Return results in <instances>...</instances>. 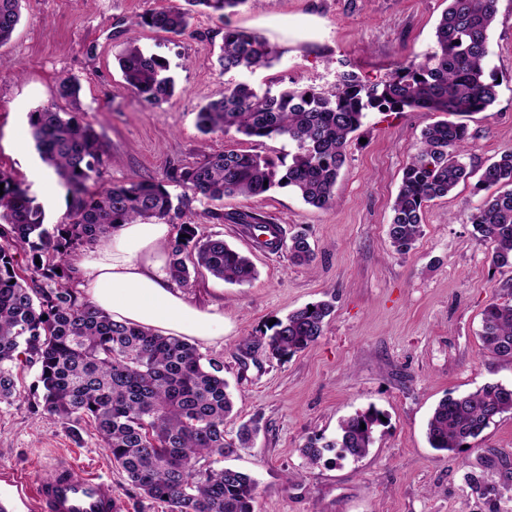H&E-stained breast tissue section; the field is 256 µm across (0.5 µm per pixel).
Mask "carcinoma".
Instances as JSON below:
<instances>
[{"label": "carcinoma", "instance_id": "carcinoma-1", "mask_svg": "<svg viewBox=\"0 0 512 512\" xmlns=\"http://www.w3.org/2000/svg\"><path fill=\"white\" fill-rule=\"evenodd\" d=\"M21 2L0 0V46L11 40L20 23ZM184 2L150 10L132 26L180 37L194 8L202 7L224 22L218 57L222 72L269 67L277 58L263 37L227 22L246 0ZM495 19L496 0H448L424 61L401 66L378 82L342 70L334 89L323 92L258 93L242 83L225 86L197 112L202 133L285 138L296 151L283 172L269 157L235 150L170 168L167 180L191 191L190 196L174 197L155 180L89 191V182L104 164L100 135L82 116L79 83L61 80L57 94L70 109L44 106L28 113L42 163L72 197V206L53 231L45 228L44 206L22 182L0 170V400L16 394V370L37 365L43 408L73 431L83 423L92 425L126 480L145 497L165 504L167 512H255L256 480L219 466L236 447H249L261 430L260 420L253 419L239 428L238 443L224 439V420L233 408L224 361L204 358L183 338L113 321L72 287L69 259L109 237L119 224L174 222L194 196L222 201L288 187L304 202L328 209L335 201L349 136L361 127L365 112L425 109L447 118L423 129L392 207L391 244L397 253H408L422 234L428 204L448 196L474 174L461 161L469 128L455 117L484 112L497 99V83L485 74ZM118 62L125 84L141 100L157 105L173 95L167 63L145 52L137 39L126 40ZM491 188L494 192L476 207L470 221L482 239L494 244L492 265L512 266L511 149L481 168L476 189ZM212 218L243 225L267 248L287 249L296 265L315 259L306 235L298 233L286 241L279 226L260 213H214ZM26 248L40 264L25 276L17 254ZM167 255L169 276L183 288L190 284L192 268L230 283L255 276L248 256L217 236L196 238L190 224L180 225ZM312 307V312L306 305L275 324L267 341L272 354L303 351L323 335L333 304L319 301ZM480 340L491 354L512 361V303L493 300L485 307ZM508 412L512 385L489 383L464 396L445 398L429 420L428 440L437 450L454 452ZM381 424L380 412H357L341 422L336 440L321 446L310 441L302 452L310 464L333 449L339 460L362 458Z\"/></svg>", "mask_w": 512, "mask_h": 512}]
</instances>
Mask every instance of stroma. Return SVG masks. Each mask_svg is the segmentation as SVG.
Returning <instances> with one entry per match:
<instances>
[{"label": "stroma", "instance_id": "1", "mask_svg": "<svg viewBox=\"0 0 512 512\" xmlns=\"http://www.w3.org/2000/svg\"><path fill=\"white\" fill-rule=\"evenodd\" d=\"M182 2L22 0L21 22L0 47V169L24 182L44 205L48 224L66 214L69 196L42 177L28 114L41 105L65 108L57 95L62 78L79 82L84 118L105 151L90 190L153 179L180 195L183 187L166 180L173 165L224 150L282 159L294 150L285 139L200 133L196 114L224 85L328 89L347 66L365 80L386 79L396 65L424 59L448 6V0H247L232 25L265 38L280 58L268 68L225 74L217 62V18L195 15L187 34L175 38L137 30L141 48L162 56L175 80L173 97L152 107L126 87L117 56L134 17ZM486 72L499 85L490 110L466 119L471 138L464 160L474 168L512 148V0H497ZM439 118L422 109L366 112L347 145L331 208L274 188L221 202L198 198L184 217L198 236H220L249 256L257 271L242 285L203 271L184 289L191 303L217 305L224 317L223 339L198 348L224 361L233 393L226 439L242 423L261 421L253 446L223 461L256 480V512H490L494 505L512 512V413L453 453L427 440L428 420L442 399L488 383L512 384V363L480 341L486 305L512 302V267L492 266L493 244L470 223L482 195L469 181L431 202L422 235L406 254L388 236L403 169L422 129ZM237 211L262 213L287 238L305 233L315 261L292 264L287 251L261 248L245 227L218 219ZM320 300L335 306L323 335L304 351L272 356L265 343L274 332L270 319ZM37 375L34 368L20 372L16 395L0 402V503L9 512H40L33 494L38 469L74 459L102 466L123 512H165L126 481L93 428L71 433L39 406ZM369 408L384 413L386 423L365 457L340 460L330 451L316 465L307 463L304 444L334 439L343 419ZM487 486L496 488V502L484 495Z\"/></svg>", "mask_w": 512, "mask_h": 512}]
</instances>
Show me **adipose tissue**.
Masks as SVG:
<instances>
[{
	"mask_svg": "<svg viewBox=\"0 0 512 512\" xmlns=\"http://www.w3.org/2000/svg\"><path fill=\"white\" fill-rule=\"evenodd\" d=\"M170 232L155 220L117 226L75 262L79 289L114 321L200 341L223 337V315L192 305L171 281L165 263Z\"/></svg>",
	"mask_w": 512,
	"mask_h": 512,
	"instance_id": "adipose-tissue-1",
	"label": "adipose tissue"
}]
</instances>
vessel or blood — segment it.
Listing matches in <instances>:
<instances>
[{"label":"vessel or blood","instance_id":"obj_1","mask_svg":"<svg viewBox=\"0 0 512 512\" xmlns=\"http://www.w3.org/2000/svg\"><path fill=\"white\" fill-rule=\"evenodd\" d=\"M34 490L42 512H119L111 483L93 471L74 478L65 468L51 465L42 471Z\"/></svg>","mask_w":512,"mask_h":512}]
</instances>
